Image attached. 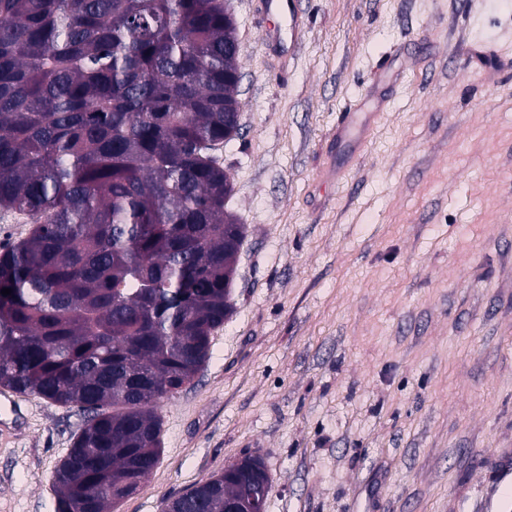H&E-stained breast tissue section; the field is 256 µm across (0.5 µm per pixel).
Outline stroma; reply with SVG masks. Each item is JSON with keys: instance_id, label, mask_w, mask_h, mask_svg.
<instances>
[{"instance_id": "stroma-1", "label": "stroma", "mask_w": 512, "mask_h": 512, "mask_svg": "<svg viewBox=\"0 0 512 512\" xmlns=\"http://www.w3.org/2000/svg\"><path fill=\"white\" fill-rule=\"evenodd\" d=\"M229 3L235 312L114 512L254 451L268 512H483L512 453V0H295L292 21ZM348 111L378 115L351 160L330 145ZM22 404L0 512H55L82 417Z\"/></svg>"}]
</instances>
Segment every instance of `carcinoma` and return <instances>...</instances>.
<instances>
[{"label":"carcinoma","instance_id":"carcinoma-1","mask_svg":"<svg viewBox=\"0 0 512 512\" xmlns=\"http://www.w3.org/2000/svg\"><path fill=\"white\" fill-rule=\"evenodd\" d=\"M236 43L224 0H0V210L32 223L0 250V387L82 415L57 512L139 488L235 312ZM248 491L232 468L160 509Z\"/></svg>","mask_w":512,"mask_h":512}]
</instances>
